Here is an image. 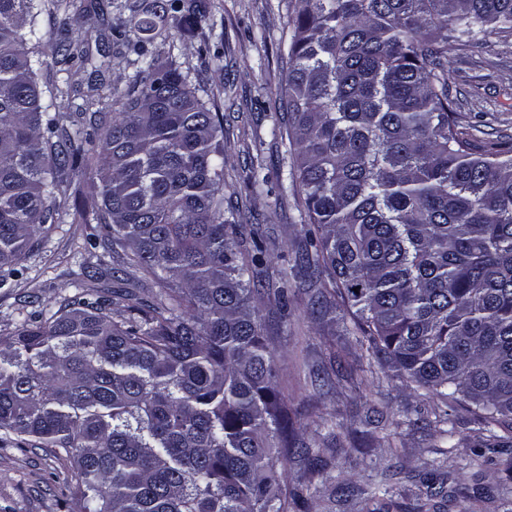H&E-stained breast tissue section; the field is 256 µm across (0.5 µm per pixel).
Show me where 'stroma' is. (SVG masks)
Listing matches in <instances>:
<instances>
[{
  "mask_svg": "<svg viewBox=\"0 0 512 512\" xmlns=\"http://www.w3.org/2000/svg\"><path fill=\"white\" fill-rule=\"evenodd\" d=\"M205 19L198 34L171 28L166 43L212 111L224 116V207L241 213L243 254L260 241L266 288L253 295L263 316L277 385L288 404L297 446L308 460L274 454L298 512H512V441L490 447L473 407L419 395L362 349L345 307L314 312L311 292L294 260L304 246L302 202L282 181L289 167L280 107L288 76L282 37L288 0H195ZM91 0H49L39 16L54 41L86 27ZM110 47L107 88H96L78 68L43 73L63 112L84 108L111 116L108 88L126 90L135 68L122 41L103 35L91 44ZM450 93L459 121L476 151L512 147V36L491 33L484 48L448 47ZM87 178L66 172L57 189L60 215L44 225L39 247L16 269H0V336L14 332L31 312L59 307L86 289L124 287L144 302L154 290L143 273L102 247L103 229L84 197ZM287 287L285 298L277 288ZM448 424L450 439L439 428ZM454 488L450 501L427 500L423 479ZM71 463L53 449L0 443V512H79Z\"/></svg>",
  "mask_w": 512,
  "mask_h": 512,
  "instance_id": "35a3bbf8",
  "label": "stroma"
}]
</instances>
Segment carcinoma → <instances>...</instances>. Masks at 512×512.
<instances>
[{
    "instance_id": "1",
    "label": "carcinoma",
    "mask_w": 512,
    "mask_h": 512,
    "mask_svg": "<svg viewBox=\"0 0 512 512\" xmlns=\"http://www.w3.org/2000/svg\"><path fill=\"white\" fill-rule=\"evenodd\" d=\"M45 0H0V267L56 222L59 178L91 169L103 249L157 288L85 290L0 338V442L73 458L85 512H288L271 450L290 448L261 318V253L225 213L224 121L148 45L184 0H141L117 26L137 70L94 144L42 101L46 50L101 73L82 37L52 44ZM282 109L290 188L310 239L297 266L380 364L512 430V150L475 154L450 100L448 44L512 35V0H291ZM126 302V313L112 306Z\"/></svg>"
}]
</instances>
